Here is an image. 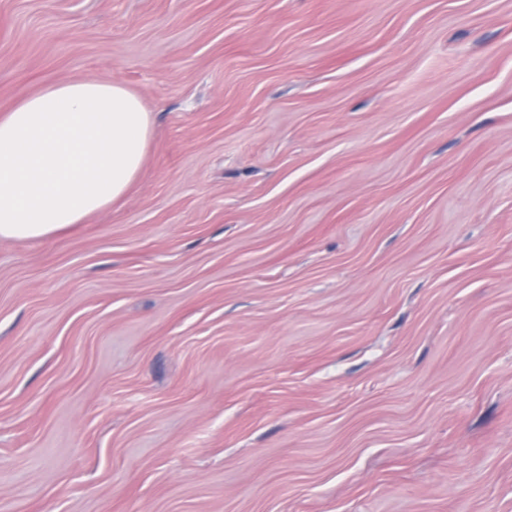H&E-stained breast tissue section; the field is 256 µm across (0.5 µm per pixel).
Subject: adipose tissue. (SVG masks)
I'll use <instances>...</instances> for the list:
<instances>
[{
  "label": "adipose tissue",
  "instance_id": "obj_1",
  "mask_svg": "<svg viewBox=\"0 0 512 512\" xmlns=\"http://www.w3.org/2000/svg\"><path fill=\"white\" fill-rule=\"evenodd\" d=\"M152 136L140 97L72 78L0 115V239L43 240L121 199Z\"/></svg>",
  "mask_w": 512,
  "mask_h": 512
}]
</instances>
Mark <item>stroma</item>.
Here are the masks:
<instances>
[{"label": "stroma", "mask_w": 512, "mask_h": 512, "mask_svg": "<svg viewBox=\"0 0 512 512\" xmlns=\"http://www.w3.org/2000/svg\"><path fill=\"white\" fill-rule=\"evenodd\" d=\"M151 115L0 239V512H512V0H0V113ZM152 126L117 81L72 78L22 96L0 116V239L43 240L121 199Z\"/></svg>", "instance_id": "obj_1"}]
</instances>
